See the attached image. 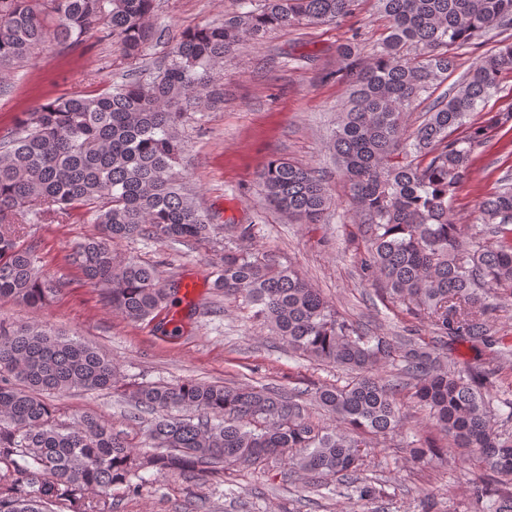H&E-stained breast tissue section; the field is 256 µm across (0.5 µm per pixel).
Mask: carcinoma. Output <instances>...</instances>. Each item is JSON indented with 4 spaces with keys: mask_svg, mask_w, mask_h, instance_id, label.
<instances>
[{
    "mask_svg": "<svg viewBox=\"0 0 512 512\" xmlns=\"http://www.w3.org/2000/svg\"><path fill=\"white\" fill-rule=\"evenodd\" d=\"M356 0H263L257 10L185 32L172 58L147 81L42 105L0 134V300L42 305L66 282L38 265L17 225L55 223L87 208L99 236L68 255L112 309L144 321L170 292L155 266L117 259L112 244L147 236L209 240L213 227L175 171L183 151L177 125L213 87L224 57L266 32L302 20L351 15ZM387 35L369 58L361 33L339 53L349 94L330 142L349 184L370 249L364 269L389 304L430 326L433 337L370 336L345 319L296 269L254 253L226 250L214 287L239 298L293 351L349 373L317 389L333 425L314 422L299 394L268 387L186 379L149 383L129 404L155 414L138 453L93 414L60 426L48 396L109 392L119 367L105 352L46 325L0 321V512H112V488L135 494L149 468L205 480L235 465L281 460L286 477L308 484L340 478L337 494L367 506L384 492L364 475L376 439L400 432L411 408L448 436L441 461L456 459L497 477L472 483L476 512H512V433L495 427L501 408L486 390L502 379L506 350L490 314L512 296V185L478 205L476 223L453 220L450 203L466 179L483 129L457 137L467 117L512 70L503 40L407 130L405 114L454 72L450 50L476 35L512 26V0H378ZM154 0H0V69L27 58L48 35L75 42L107 26L121 56L136 61L154 38ZM268 204L295 224H320L331 205L325 179L311 167L274 159L261 174ZM489 348L478 368L445 362L448 337ZM390 365L395 374L381 375Z\"/></svg>",
    "mask_w": 512,
    "mask_h": 512,
    "instance_id": "carcinoma-1",
    "label": "carcinoma"
}]
</instances>
